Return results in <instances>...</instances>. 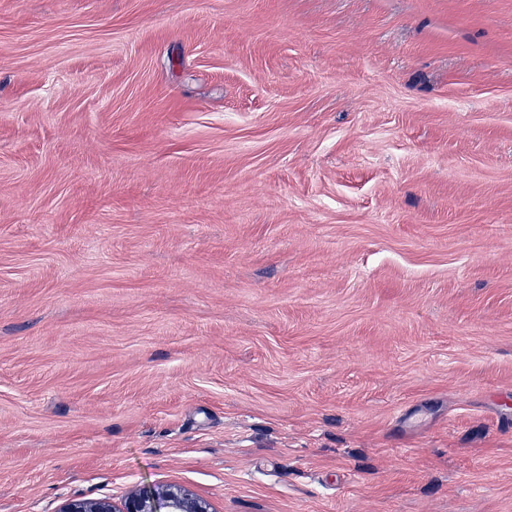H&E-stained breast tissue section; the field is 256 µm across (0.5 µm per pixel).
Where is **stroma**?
<instances>
[{
  "label": "stroma",
  "mask_w": 512,
  "mask_h": 512,
  "mask_svg": "<svg viewBox=\"0 0 512 512\" xmlns=\"http://www.w3.org/2000/svg\"><path fill=\"white\" fill-rule=\"evenodd\" d=\"M512 512V0H0V512ZM59 512H212L210 504L176 486L156 487L128 496L119 506L108 498L69 499Z\"/></svg>",
  "instance_id": "stroma-1"
}]
</instances>
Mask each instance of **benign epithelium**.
<instances>
[{
    "label": "benign epithelium",
    "mask_w": 512,
    "mask_h": 512,
    "mask_svg": "<svg viewBox=\"0 0 512 512\" xmlns=\"http://www.w3.org/2000/svg\"><path fill=\"white\" fill-rule=\"evenodd\" d=\"M59 512H212L210 504L176 486L133 493L117 505L108 498L69 499Z\"/></svg>",
    "instance_id": "7a95c632"
}]
</instances>
